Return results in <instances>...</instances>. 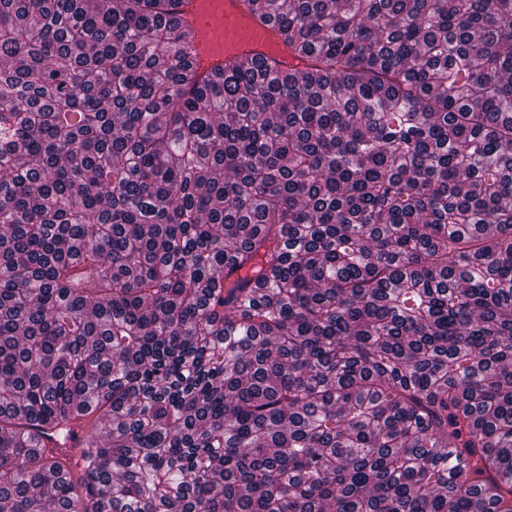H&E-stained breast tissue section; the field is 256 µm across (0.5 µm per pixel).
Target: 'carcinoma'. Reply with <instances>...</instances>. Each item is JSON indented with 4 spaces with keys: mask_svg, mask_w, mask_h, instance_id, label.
Wrapping results in <instances>:
<instances>
[{
    "mask_svg": "<svg viewBox=\"0 0 512 512\" xmlns=\"http://www.w3.org/2000/svg\"><path fill=\"white\" fill-rule=\"evenodd\" d=\"M250 3L0 0V512H512V0ZM246 1L179 0V18L196 33L195 59L203 77L243 61H264L282 72L301 67L277 26Z\"/></svg>",
    "mask_w": 512,
    "mask_h": 512,
    "instance_id": "carcinoma-1",
    "label": "carcinoma"
}]
</instances>
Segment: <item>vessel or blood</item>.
Returning a JSON list of instances; mask_svg holds the SVG:
<instances>
[{
	"label": "vessel or blood",
	"instance_id": "1",
	"mask_svg": "<svg viewBox=\"0 0 512 512\" xmlns=\"http://www.w3.org/2000/svg\"><path fill=\"white\" fill-rule=\"evenodd\" d=\"M179 17L196 34L200 75L251 61L282 72L298 69L277 26L262 20L247 0H179Z\"/></svg>",
	"mask_w": 512,
	"mask_h": 512
}]
</instances>
